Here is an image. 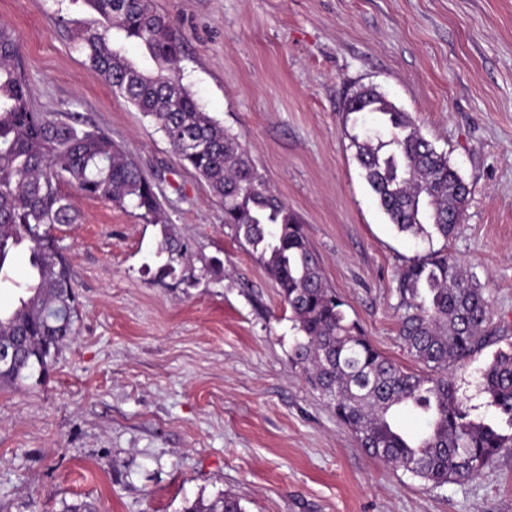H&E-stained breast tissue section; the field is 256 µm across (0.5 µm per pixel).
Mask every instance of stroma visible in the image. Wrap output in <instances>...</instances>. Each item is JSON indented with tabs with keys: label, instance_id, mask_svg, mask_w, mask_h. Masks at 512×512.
I'll return each mask as SVG.
<instances>
[{
	"label": "stroma",
	"instance_id": "stroma-1",
	"mask_svg": "<svg viewBox=\"0 0 512 512\" xmlns=\"http://www.w3.org/2000/svg\"><path fill=\"white\" fill-rule=\"evenodd\" d=\"M184 36L183 84L238 137L304 225L330 288L385 356L420 371L398 336L401 268L448 248L486 291L496 338L452 367L477 378L512 348V0H154ZM81 0H0L42 112H77L156 182L168 223L75 197L57 230L78 295L75 336L49 373L0 388V512H184L222 493L245 512H512V447L435 487L367 455L291 362V312L224 226V207L162 131L71 41ZM375 87L408 112L468 184L452 238L397 232L343 114ZM190 281L162 275L164 235Z\"/></svg>",
	"mask_w": 512,
	"mask_h": 512
}]
</instances>
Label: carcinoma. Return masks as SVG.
<instances>
[{
	"label": "carcinoma",
	"mask_w": 512,
	"mask_h": 512,
	"mask_svg": "<svg viewBox=\"0 0 512 512\" xmlns=\"http://www.w3.org/2000/svg\"><path fill=\"white\" fill-rule=\"evenodd\" d=\"M100 16L75 36L89 66L138 111L152 118L184 166L224 205V226L275 281L296 330L292 360L370 456L426 484L475 477L502 448L512 447V347L498 351L481 374L493 410L486 419L459 393L448 366L492 341L485 289L445 251L418 255L402 269L398 291L404 315L399 336L427 371L404 369L380 353L344 302L328 288L320 261L288 204L270 189L248 151L209 113L178 76L182 39L153 0H83ZM144 50L155 68L140 66L124 42ZM11 30L0 26V283L11 280L7 260L24 245L30 275L18 304L0 310V341L24 337L15 366L0 384L20 385L54 365L60 346L75 335L77 299L70 267L55 235L77 222L70 185L80 195L139 211L166 224L156 185L112 137L86 126L76 113L60 118L35 109L21 73ZM344 111L384 116L386 135L351 137L356 159L380 209L400 233L448 239L468 189L445 153L426 140L408 113L376 88L363 87ZM161 272L176 273L188 247L167 236ZM404 410L424 420L414 432L398 419ZM184 512H245L224 493Z\"/></svg>",
	"instance_id": "1"
}]
</instances>
